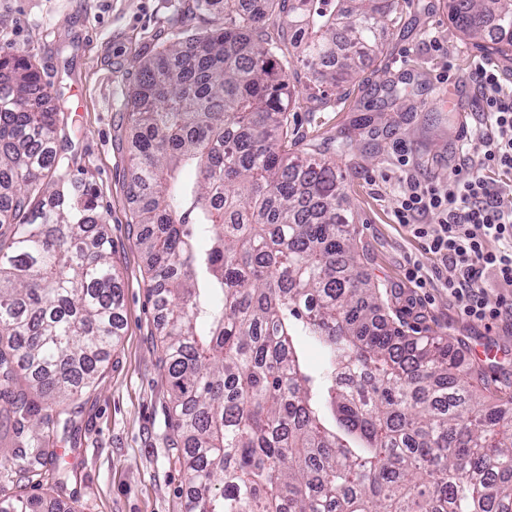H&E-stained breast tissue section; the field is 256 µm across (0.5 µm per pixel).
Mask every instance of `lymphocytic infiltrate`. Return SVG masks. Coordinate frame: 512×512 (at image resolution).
I'll list each match as a JSON object with an SVG mask.
<instances>
[{"label":"lymphocytic infiltrate","mask_w":512,"mask_h":512,"mask_svg":"<svg viewBox=\"0 0 512 512\" xmlns=\"http://www.w3.org/2000/svg\"><path fill=\"white\" fill-rule=\"evenodd\" d=\"M471 75L481 105L482 151L462 156L447 181L412 182L393 221L444 265V284L469 318L512 319V301L492 309L484 293L489 280L512 288V185L494 178L512 173V91L504 90L498 66L487 59L473 60ZM429 215L434 223H426Z\"/></svg>","instance_id":"lymphocytic-infiltrate-1"}]
</instances>
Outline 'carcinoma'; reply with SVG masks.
I'll use <instances>...</instances> for the list:
<instances>
[{"instance_id":"cac0c4a2","label":"carcinoma","mask_w":512,"mask_h":512,"mask_svg":"<svg viewBox=\"0 0 512 512\" xmlns=\"http://www.w3.org/2000/svg\"><path fill=\"white\" fill-rule=\"evenodd\" d=\"M277 6L286 53L266 29ZM401 6L193 0L124 98L185 512H512V395L485 404L451 343L376 323L336 163L288 151V70L301 64L325 103L382 51ZM212 10L224 24L192 32ZM451 21L473 47L512 53V0H452ZM44 99L32 58L0 48V400L34 427L42 404L94 385L123 307L96 191L71 174ZM14 465L66 484L44 448ZM55 500L19 493L0 512Z\"/></svg>"}]
</instances>
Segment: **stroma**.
<instances>
[{
	"label": "stroma",
	"mask_w": 512,
	"mask_h": 512,
	"mask_svg": "<svg viewBox=\"0 0 512 512\" xmlns=\"http://www.w3.org/2000/svg\"><path fill=\"white\" fill-rule=\"evenodd\" d=\"M450 2L407 0L382 53L366 62L356 82L330 90L326 105L311 103L303 84H295L288 133L297 148L314 146L335 160L354 215L357 271L381 289L384 320L410 336L448 339L471 368L478 394L493 403L512 393V321L469 319L445 288L441 264L393 221L408 178L446 180L459 155L481 149L478 138L465 136L480 110L469 76L479 51L463 44ZM187 6L188 0H0V46L29 53L39 68L47 101L64 119L71 170L97 192L124 295L121 341L97 385L78 396L74 430L57 424L60 406L43 408L54 421L44 446L69 472L62 512L183 510L185 478L168 418L159 313L132 222L134 148L122 100L143 59L170 42ZM435 38L454 56L453 84L437 79L446 60L430 51ZM390 80L406 87L394 102L384 91ZM344 136L354 143L347 154L336 150ZM403 150L411 159L404 169ZM412 259L421 261L427 287L407 277ZM475 342L495 347L497 359L487 365L474 359ZM33 443L31 427L0 421V499L49 487V475L21 481L4 469L16 449Z\"/></svg>",
	"instance_id": "stroma-1"
}]
</instances>
